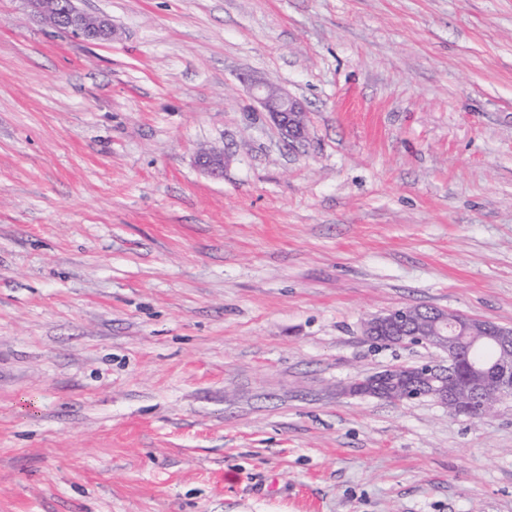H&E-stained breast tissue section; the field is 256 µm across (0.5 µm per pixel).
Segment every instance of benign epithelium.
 Instances as JSON below:
<instances>
[{"label": "benign epithelium", "instance_id": "obj_1", "mask_svg": "<svg viewBox=\"0 0 512 512\" xmlns=\"http://www.w3.org/2000/svg\"><path fill=\"white\" fill-rule=\"evenodd\" d=\"M30 12L55 28L72 32L88 41L112 38V22L88 14L69 0L61 9L59 0H24ZM252 99L267 112L281 136L294 145L306 138L307 113L299 99L287 90L265 80L249 84ZM198 168L212 178L224 177V152L209 150L197 155ZM406 308L393 309L366 320L364 334L381 340L402 336L406 331ZM414 342L433 345L448 356V365L423 363L388 369V376L375 374L371 379L358 378L346 387L351 395L390 401L398 393L406 402L431 397L442 405H452L457 413L471 420L492 414L496 406L512 398V328L456 313L434 309L427 318L413 321ZM489 343L495 357L486 364L472 359L475 347Z\"/></svg>", "mask_w": 512, "mask_h": 512}]
</instances>
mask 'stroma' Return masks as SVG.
I'll return each mask as SVG.
<instances>
[{"instance_id": "35a3bbf8", "label": "stroma", "mask_w": 512, "mask_h": 512, "mask_svg": "<svg viewBox=\"0 0 512 512\" xmlns=\"http://www.w3.org/2000/svg\"><path fill=\"white\" fill-rule=\"evenodd\" d=\"M78 6L0 0V512H512V399L345 392L445 359L372 315L512 328V0ZM23 3L33 15L59 30L75 33L88 41L112 38L110 19L80 10L74 0L68 2L65 11H62L59 0H24ZM249 91L288 144L294 145L306 138L307 111L299 99L265 80H251ZM198 168L212 178L224 177V152L209 150L197 155ZM406 308L393 309L366 320L363 323L364 334L375 340H383L388 336H406Z\"/></svg>"}]
</instances>
